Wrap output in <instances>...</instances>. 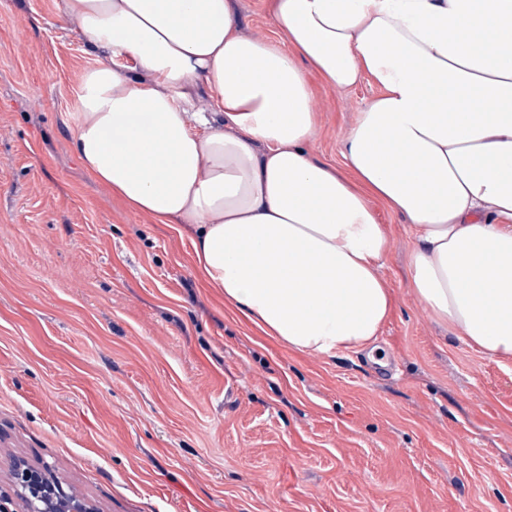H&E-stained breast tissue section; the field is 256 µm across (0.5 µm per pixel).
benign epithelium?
I'll return each mask as SVG.
<instances>
[{"instance_id": "benign-epithelium-1", "label": "benign epithelium", "mask_w": 512, "mask_h": 512, "mask_svg": "<svg viewBox=\"0 0 512 512\" xmlns=\"http://www.w3.org/2000/svg\"><path fill=\"white\" fill-rule=\"evenodd\" d=\"M12 486L25 512H95L86 499L65 490L63 483L48 469L40 470L22 461L14 463Z\"/></svg>"}]
</instances>
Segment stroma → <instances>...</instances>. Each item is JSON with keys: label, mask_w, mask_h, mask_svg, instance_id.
Returning <instances> with one entry per match:
<instances>
[{"label": "stroma", "mask_w": 512, "mask_h": 512, "mask_svg": "<svg viewBox=\"0 0 512 512\" xmlns=\"http://www.w3.org/2000/svg\"><path fill=\"white\" fill-rule=\"evenodd\" d=\"M60 0H0V485L19 456L99 512H512V362L433 323L392 248L382 373L306 354L197 277L169 225L74 150L96 59ZM377 90L317 86L312 157L340 162Z\"/></svg>", "instance_id": "stroma-1"}]
</instances>
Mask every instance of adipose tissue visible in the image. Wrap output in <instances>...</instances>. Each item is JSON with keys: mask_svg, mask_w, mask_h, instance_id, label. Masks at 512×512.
I'll return each instance as SVG.
<instances>
[{"mask_svg": "<svg viewBox=\"0 0 512 512\" xmlns=\"http://www.w3.org/2000/svg\"><path fill=\"white\" fill-rule=\"evenodd\" d=\"M63 14L106 57L81 78L84 171L186 237L197 275L262 333L324 356L377 341L392 312L379 204L412 227L429 318L512 361V0H272L284 47L244 33L233 0ZM313 74L377 89L338 166L307 150Z\"/></svg>", "mask_w": 512, "mask_h": 512, "instance_id": "ef3b65f1", "label": "adipose tissue"}]
</instances>
